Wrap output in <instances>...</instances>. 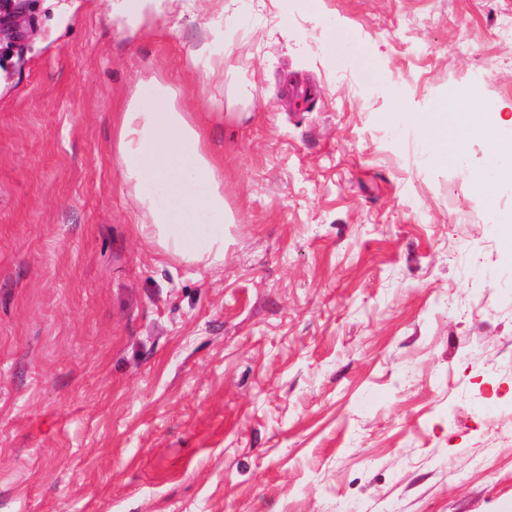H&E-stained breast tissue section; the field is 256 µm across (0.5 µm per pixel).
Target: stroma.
Segmentation results:
<instances>
[{"label": "stroma", "instance_id": "obj_1", "mask_svg": "<svg viewBox=\"0 0 512 512\" xmlns=\"http://www.w3.org/2000/svg\"><path fill=\"white\" fill-rule=\"evenodd\" d=\"M183 3L133 34L19 0L0 36V512H512V185L475 123L512 116V0ZM155 82L222 163L209 270L116 161ZM449 114L446 105L440 103L424 121L425 131L436 144V157L439 161H447L448 156L452 155L464 156L467 150L459 139L448 136Z\"/></svg>", "mask_w": 512, "mask_h": 512}]
</instances>
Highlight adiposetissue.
Wrapping results in <instances>:
<instances>
[{"instance_id": "1", "label": "adipose tissue", "mask_w": 512, "mask_h": 512, "mask_svg": "<svg viewBox=\"0 0 512 512\" xmlns=\"http://www.w3.org/2000/svg\"><path fill=\"white\" fill-rule=\"evenodd\" d=\"M116 157L143 219L141 235L163 257L211 267L224 260V228L234 223L219 161L171 90L155 85L149 103L120 113Z\"/></svg>"}]
</instances>
